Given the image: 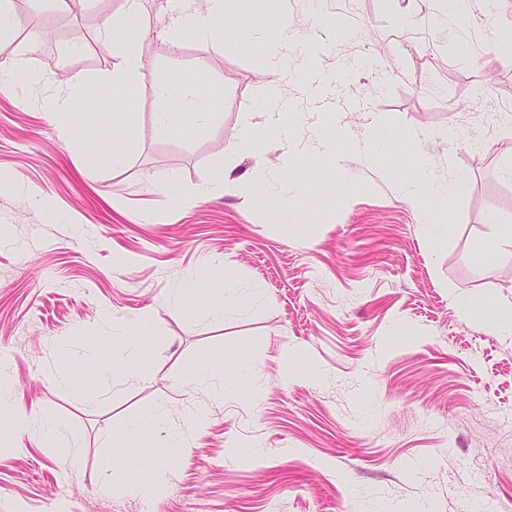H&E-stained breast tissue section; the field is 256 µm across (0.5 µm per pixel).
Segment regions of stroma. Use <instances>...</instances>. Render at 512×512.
Wrapping results in <instances>:
<instances>
[{
	"label": "stroma",
	"mask_w": 512,
	"mask_h": 512,
	"mask_svg": "<svg viewBox=\"0 0 512 512\" xmlns=\"http://www.w3.org/2000/svg\"><path fill=\"white\" fill-rule=\"evenodd\" d=\"M144 6L148 64L127 99L103 94L114 60L96 40L124 0L45 8L39 27L57 39L43 56L22 50L30 4L11 0L0 61L22 60L28 75L0 89V362L18 403L64 437L50 447L0 430V512H512V335L491 330L512 323V244L495 233L512 225V131L500 120L512 63L494 54L512 40V0H471L458 18L447 0H233L224 31L184 32L175 50L167 0ZM284 16L297 39L278 45L277 76L269 50ZM76 72L88 122L71 141L44 86ZM184 78L218 117L197 126L174 97L158 132L154 88ZM274 91L292 103L298 144L285 177L276 134L227 156ZM317 127L344 135L325 145ZM368 135L369 157L355 148ZM223 173L228 190L183 205ZM419 183L418 211L405 194ZM228 280L261 304L219 318ZM460 297L492 318L462 316ZM104 306L149 317L147 376L133 384L116 369L90 406L79 369L112 342ZM195 374L233 397L210 404L188 447H168L202 399ZM162 402L164 423L125 437ZM128 453L167 461L158 498L99 491Z\"/></svg>",
	"instance_id": "obj_1"
}]
</instances>
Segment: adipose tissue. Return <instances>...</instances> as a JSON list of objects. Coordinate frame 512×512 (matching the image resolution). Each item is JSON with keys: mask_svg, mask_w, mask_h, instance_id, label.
<instances>
[{"mask_svg": "<svg viewBox=\"0 0 512 512\" xmlns=\"http://www.w3.org/2000/svg\"><path fill=\"white\" fill-rule=\"evenodd\" d=\"M143 0H125V12L121 19L106 23L99 32V40L103 45L112 47L117 61L111 73L104 78L108 87L122 92H130L136 79L147 65L139 43L128 37L131 29L143 30L148 21L143 13ZM227 12L226 0H206L205 5H198L197 0H180L177 8L171 12V28L179 33L191 29L201 39L210 37L218 21ZM85 80L82 75L74 73L66 82H50L47 85V107L53 120L59 123L60 134L70 140L77 139V131L68 123L67 118L73 112L78 95L83 89ZM154 96L158 103L155 123L158 129H166L169 125V113L166 103L171 97H179L187 111L192 112L197 124L208 123L213 113L204 104L196 86L189 81L183 82L179 90H172L169 85L156 86ZM0 423L12 430L28 433L39 430L42 439L47 443L57 442L62 432L49 419H37L34 413L12 404L6 395H0ZM153 471L155 480L145 485L140 481V474ZM169 481V470L166 463L154 456H139L134 460H123L122 464L107 471L101 478L99 489L103 494L116 492L133 493L145 498L162 493Z\"/></svg>", "mask_w": 512, "mask_h": 512, "instance_id": "1", "label": "adipose tissue"}]
</instances>
